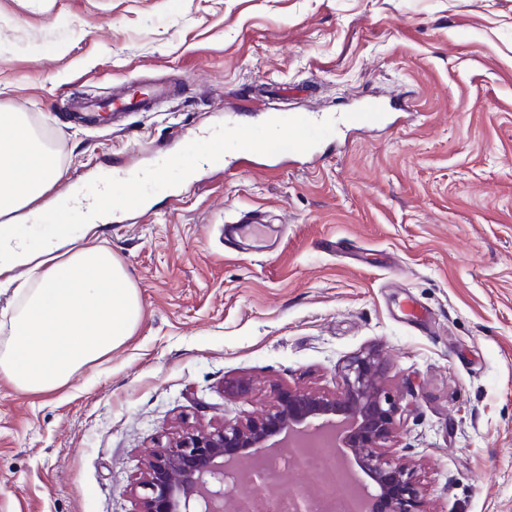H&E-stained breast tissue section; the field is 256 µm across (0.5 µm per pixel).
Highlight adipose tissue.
Returning <instances> with one entry per match:
<instances>
[{
  "instance_id": "adipose-tissue-1",
  "label": "adipose tissue",
  "mask_w": 512,
  "mask_h": 512,
  "mask_svg": "<svg viewBox=\"0 0 512 512\" xmlns=\"http://www.w3.org/2000/svg\"><path fill=\"white\" fill-rule=\"evenodd\" d=\"M62 175L20 115H0V215L34 206ZM92 230L58 224L35 248L20 225L0 224V275L20 265L37 273L0 339V378L19 391L66 386L140 322L133 281L110 248L87 242Z\"/></svg>"
}]
</instances>
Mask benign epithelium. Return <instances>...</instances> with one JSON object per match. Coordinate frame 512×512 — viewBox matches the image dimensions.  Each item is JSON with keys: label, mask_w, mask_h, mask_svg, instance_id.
<instances>
[{"label": "benign epithelium", "mask_w": 512, "mask_h": 512, "mask_svg": "<svg viewBox=\"0 0 512 512\" xmlns=\"http://www.w3.org/2000/svg\"><path fill=\"white\" fill-rule=\"evenodd\" d=\"M337 388L320 394L304 388L278 393L275 408L244 424L191 429L154 450L139 488L140 512H241L248 497L232 498L228 480L253 481L268 467V452L288 447L314 426H344V447L370 479L356 482L369 512H424L414 471L386 451L395 438L397 403L386 366L374 348L345 359Z\"/></svg>", "instance_id": "1"}]
</instances>
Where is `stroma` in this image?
Instances as JSON below:
<instances>
[{"instance_id": "1", "label": "stroma", "mask_w": 512, "mask_h": 512, "mask_svg": "<svg viewBox=\"0 0 512 512\" xmlns=\"http://www.w3.org/2000/svg\"><path fill=\"white\" fill-rule=\"evenodd\" d=\"M131 78L178 96L120 133L70 120ZM369 100L404 109L304 165L191 176L169 140ZM1 112L64 182L124 157L166 175L145 222L97 230L138 288L134 335L57 391L0 380V512H140L151 450L277 386L334 391L368 347L428 512H512V0H0ZM254 211L273 253L224 241Z\"/></svg>"}]
</instances>
